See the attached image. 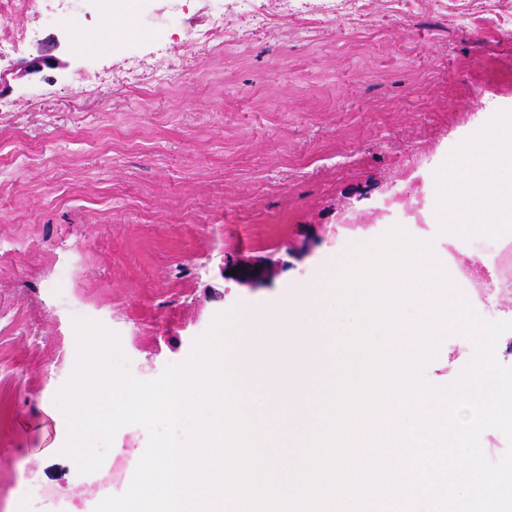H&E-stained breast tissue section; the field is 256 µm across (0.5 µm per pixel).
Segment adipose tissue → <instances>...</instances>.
Wrapping results in <instances>:
<instances>
[{"label": "adipose tissue", "mask_w": 512, "mask_h": 512, "mask_svg": "<svg viewBox=\"0 0 512 512\" xmlns=\"http://www.w3.org/2000/svg\"><path fill=\"white\" fill-rule=\"evenodd\" d=\"M455 155L437 172L448 190L434 205L449 242L476 236L497 248L512 241V113H493L477 140L458 142ZM499 170L510 171V179L492 180ZM490 212L496 216L491 223L485 219Z\"/></svg>", "instance_id": "1"}]
</instances>
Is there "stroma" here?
I'll list each match as a JSON object with an SVG mask.
<instances>
[{
	"label": "stroma",
	"mask_w": 512,
	"mask_h": 512,
	"mask_svg": "<svg viewBox=\"0 0 512 512\" xmlns=\"http://www.w3.org/2000/svg\"><path fill=\"white\" fill-rule=\"evenodd\" d=\"M223 4L250 33L206 56L183 50L212 32L202 0H140L94 47L83 0L79 31L44 16L0 60V512L91 508L54 402L75 308L153 380L217 314L281 312L393 225L447 256L435 173L512 112V0H367L361 24L332 0ZM53 37L58 65L22 74Z\"/></svg>",
	"instance_id": "1"
}]
</instances>
